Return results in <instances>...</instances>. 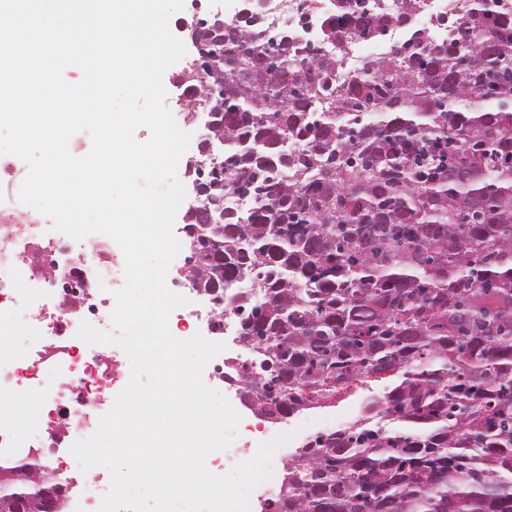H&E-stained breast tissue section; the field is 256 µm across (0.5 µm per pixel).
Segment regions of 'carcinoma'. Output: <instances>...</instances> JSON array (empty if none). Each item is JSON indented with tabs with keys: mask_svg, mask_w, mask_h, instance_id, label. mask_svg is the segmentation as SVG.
Returning <instances> with one entry per match:
<instances>
[{
	"mask_svg": "<svg viewBox=\"0 0 512 512\" xmlns=\"http://www.w3.org/2000/svg\"><path fill=\"white\" fill-rule=\"evenodd\" d=\"M337 0L326 41L392 18ZM337 78L346 59L266 16L210 19L176 81L212 99L187 224L192 287L252 351L241 399L284 419L391 370L366 416L288 462L263 512H512V8L463 0Z\"/></svg>",
	"mask_w": 512,
	"mask_h": 512,
	"instance_id": "carcinoma-1",
	"label": "carcinoma"
}]
</instances>
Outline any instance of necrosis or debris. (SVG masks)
<instances>
[{"mask_svg":"<svg viewBox=\"0 0 512 512\" xmlns=\"http://www.w3.org/2000/svg\"><path fill=\"white\" fill-rule=\"evenodd\" d=\"M23 223L0 225V308L25 337L0 339V455L29 447H71L91 436L124 383V360L109 345L78 338L81 321L103 327L125 257L111 237L44 244V216L23 208ZM187 305L171 317L181 338L224 339L225 318L210 298L183 292Z\"/></svg>","mask_w":512,"mask_h":512,"instance_id":"1","label":"necrosis or debris"}]
</instances>
